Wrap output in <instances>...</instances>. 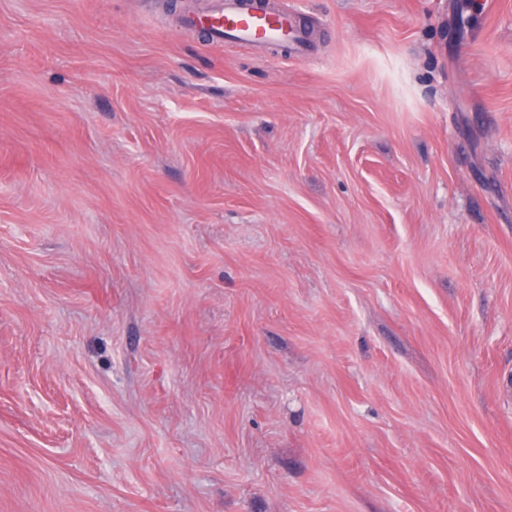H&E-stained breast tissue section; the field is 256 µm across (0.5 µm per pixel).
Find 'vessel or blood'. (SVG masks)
<instances>
[{"label": "vessel or blood", "instance_id": "vessel-or-blood-1", "mask_svg": "<svg viewBox=\"0 0 512 512\" xmlns=\"http://www.w3.org/2000/svg\"><path fill=\"white\" fill-rule=\"evenodd\" d=\"M186 22L204 29L214 41H233L259 54L273 44L297 52L303 47L288 6L274 7L271 0H208L205 9L190 14Z\"/></svg>", "mask_w": 512, "mask_h": 512}]
</instances>
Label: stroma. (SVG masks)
Masks as SVG:
<instances>
[{
  "label": "stroma",
  "instance_id": "1",
  "mask_svg": "<svg viewBox=\"0 0 512 512\" xmlns=\"http://www.w3.org/2000/svg\"><path fill=\"white\" fill-rule=\"evenodd\" d=\"M0 0V512H512V0ZM271 0H209L205 9L186 18L215 42L233 41L263 54L270 45L285 44L300 52L303 36L293 23L288 1L276 9Z\"/></svg>",
  "mask_w": 512,
  "mask_h": 512
}]
</instances>
